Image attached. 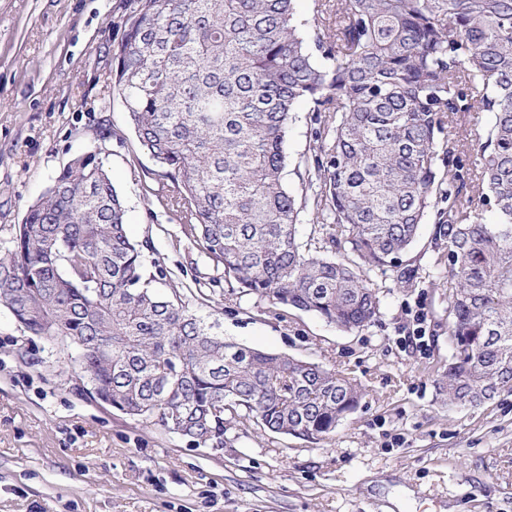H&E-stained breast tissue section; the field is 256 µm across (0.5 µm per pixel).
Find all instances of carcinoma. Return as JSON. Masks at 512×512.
Here are the masks:
<instances>
[{"instance_id": "obj_1", "label": "carcinoma", "mask_w": 512, "mask_h": 512, "mask_svg": "<svg viewBox=\"0 0 512 512\" xmlns=\"http://www.w3.org/2000/svg\"><path fill=\"white\" fill-rule=\"evenodd\" d=\"M115 24L112 91L170 180L182 232L245 295L344 332L377 320L380 287L431 209L448 261L444 403L512 392V0H131ZM311 155L288 187L289 125ZM487 119L465 149L461 119ZM496 222L484 224L479 211ZM312 215L302 237L299 225ZM127 233L98 147L74 158L0 252V305L67 351L89 394L198 447L232 430L329 437L366 389L348 375L213 331Z\"/></svg>"}]
</instances>
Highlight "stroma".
Here are the masks:
<instances>
[{"instance_id": "stroma-1", "label": "stroma", "mask_w": 512, "mask_h": 512, "mask_svg": "<svg viewBox=\"0 0 512 512\" xmlns=\"http://www.w3.org/2000/svg\"><path fill=\"white\" fill-rule=\"evenodd\" d=\"M128 0H0V249L53 177L101 148L167 277L226 338L352 371L357 413L308 441L242 430L233 447H196L86 398L63 350L0 306V512H512V394L443 405L448 285L381 290L376 324L347 333L253 296L225 302L223 279L185 237L160 169L110 92L115 27ZM423 341H416V334Z\"/></svg>"}]
</instances>
